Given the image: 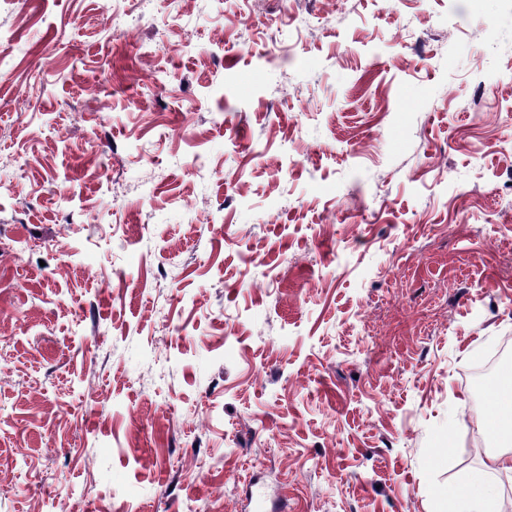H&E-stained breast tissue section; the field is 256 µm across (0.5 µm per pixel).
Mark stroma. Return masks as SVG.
I'll list each match as a JSON object with an SVG mask.
<instances>
[{"label":"stroma","instance_id":"35a3bbf8","mask_svg":"<svg viewBox=\"0 0 512 512\" xmlns=\"http://www.w3.org/2000/svg\"><path fill=\"white\" fill-rule=\"evenodd\" d=\"M0 512H448L500 449L512 0H0Z\"/></svg>","mask_w":512,"mask_h":512}]
</instances>
